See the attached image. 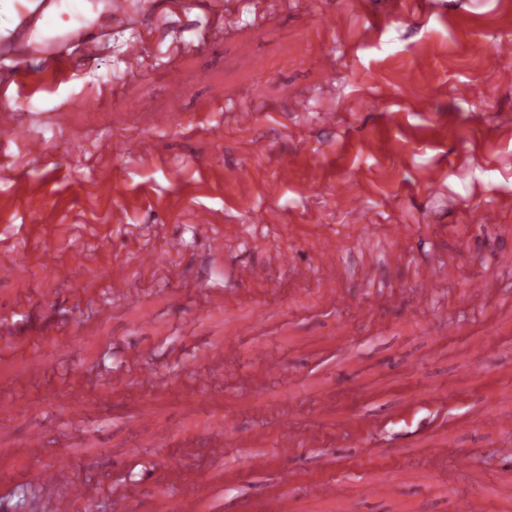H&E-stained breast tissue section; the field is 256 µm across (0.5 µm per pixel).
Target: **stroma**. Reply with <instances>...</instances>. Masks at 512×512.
Wrapping results in <instances>:
<instances>
[{
    "instance_id": "1",
    "label": "stroma",
    "mask_w": 512,
    "mask_h": 512,
    "mask_svg": "<svg viewBox=\"0 0 512 512\" xmlns=\"http://www.w3.org/2000/svg\"><path fill=\"white\" fill-rule=\"evenodd\" d=\"M69 13L98 18L93 58L56 71L24 55L21 84L0 81L46 147L34 161L0 146V332L17 348L0 361L14 406L0 512H49L76 483L72 512L105 497L112 512H274L283 492L295 512H460L476 495L512 512V469L488 456L512 448V66L494 52L512 42V0H429L413 17L401 0ZM76 96L88 105L70 108ZM105 136L121 154L99 153ZM491 207L493 223H472ZM328 249L336 275L322 278ZM239 265L267 277L238 285ZM482 279L503 291L468 311ZM288 410L320 440L287 458ZM261 424L255 465L237 440ZM323 478L338 487L327 502L309 490ZM131 479L133 505L119 495ZM185 480L200 492L181 501L169 490Z\"/></svg>"
}]
</instances>
